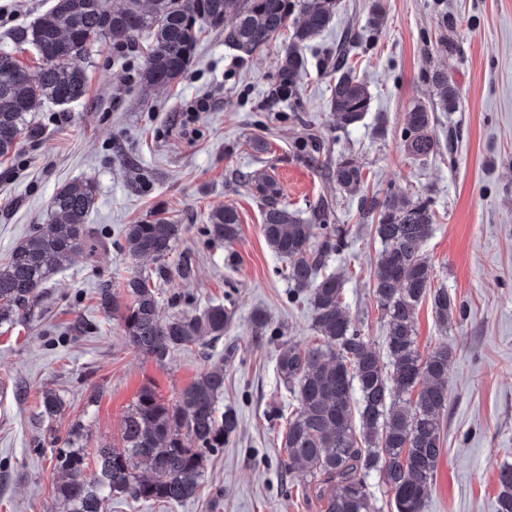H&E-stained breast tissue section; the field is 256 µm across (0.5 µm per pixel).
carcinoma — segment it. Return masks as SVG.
Segmentation results:
<instances>
[{"mask_svg":"<svg viewBox=\"0 0 512 512\" xmlns=\"http://www.w3.org/2000/svg\"><path fill=\"white\" fill-rule=\"evenodd\" d=\"M338 0H55L31 25L14 31L11 40L31 46L39 57L34 69L0 51V157L13 155L24 137L39 135L27 116L37 101L68 105L88 91L84 62L104 39L134 44L148 40L141 80L152 86L176 83L195 58L206 28L224 30V42L249 58L284 39L275 81L264 109L299 97L306 69L305 50L330 27ZM332 76L330 111L339 128L358 125L371 106L367 83L358 78L346 54L326 63ZM432 83L438 101L415 102L405 113L402 138L414 159L429 156L437 145L429 134L434 112L459 107L448 74L436 70ZM295 149L316 166L324 145L312 133ZM328 175L350 193L364 191L366 177L352 158L336 157ZM262 203L261 231L269 247L286 262L290 298L308 291L313 329L322 343L300 347L280 344L277 373L296 397L298 412L288 419L282 445L288 470H303L325 497L324 512H375L366 478L377 471L393 494L396 512H426L436 467L443 451L448 415V365L451 351L442 346L428 357L416 347L415 316L428 298L437 322L467 319V307L446 288H432L433 268L424 253L435 211L427 198L411 199L389 192L383 198L360 197L361 223L381 245L372 293L386 317L383 350L361 334L343 301L344 277L324 273L326 257L348 245L347 230L328 223L324 207L301 218L280 201V189L268 173L247 175ZM96 185L87 180L61 185L48 205L46 229L31 233L0 265V325L14 324L30 311L39 289L65 269L73 256L94 252L96 232L87 224L95 207ZM240 216L231 204L207 216L212 239L229 244L240 233ZM182 231L161 213L124 229L131 255L155 266L146 275L125 281L123 294L98 292L104 313L120 317L124 334L136 351L163 360L170 351L224 336L229 314L222 304L198 315L161 318L159 285L171 279L165 264ZM224 368L216 367L189 383L175 403H165L144 386L128 409L120 447L103 445L90 453L77 429L54 439L52 459L61 474L56 496L65 512H103L112 498L179 503L197 494L207 455L236 435L239 420L228 410L220 415ZM42 414L53 418L61 398L42 392ZM144 463L149 475L138 477L132 463ZM495 512H512V464L501 466Z\"/></svg>","mask_w":512,"mask_h":512,"instance_id":"1","label":"carcinoma"}]
</instances>
